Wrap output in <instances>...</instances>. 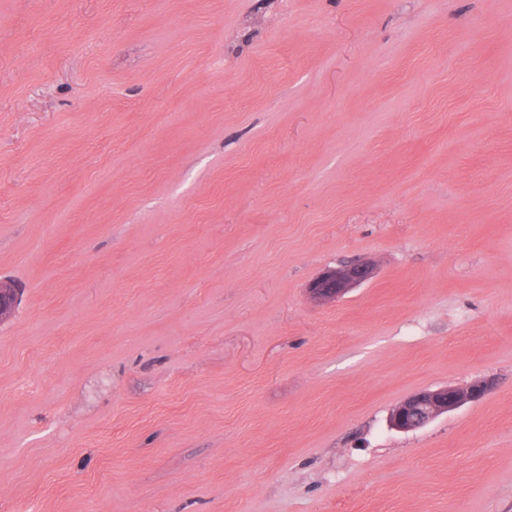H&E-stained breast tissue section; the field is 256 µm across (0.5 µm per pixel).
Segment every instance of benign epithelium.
<instances>
[{"instance_id": "7a95c632", "label": "benign epithelium", "mask_w": 512, "mask_h": 512, "mask_svg": "<svg viewBox=\"0 0 512 512\" xmlns=\"http://www.w3.org/2000/svg\"><path fill=\"white\" fill-rule=\"evenodd\" d=\"M371 275L362 262L341 264L326 271L309 286L317 300L335 301ZM19 300V291L8 283H0V319L12 312ZM493 386L492 380H476L465 386H444L419 391L397 404L389 416V426L408 432L422 428L438 417L468 403L482 399Z\"/></svg>"}]
</instances>
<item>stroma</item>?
Returning <instances> with one entry per match:
<instances>
[{
    "mask_svg": "<svg viewBox=\"0 0 512 512\" xmlns=\"http://www.w3.org/2000/svg\"><path fill=\"white\" fill-rule=\"evenodd\" d=\"M0 280V512H512V0H0ZM370 275L371 269L365 263L341 264L314 280L308 289L317 300L335 301L351 288L366 281ZM492 386V380L486 378L465 386H444L419 391L392 409L389 426L402 432L422 428L442 415L479 401Z\"/></svg>",
    "mask_w": 512,
    "mask_h": 512,
    "instance_id": "1",
    "label": "stroma"
}]
</instances>
